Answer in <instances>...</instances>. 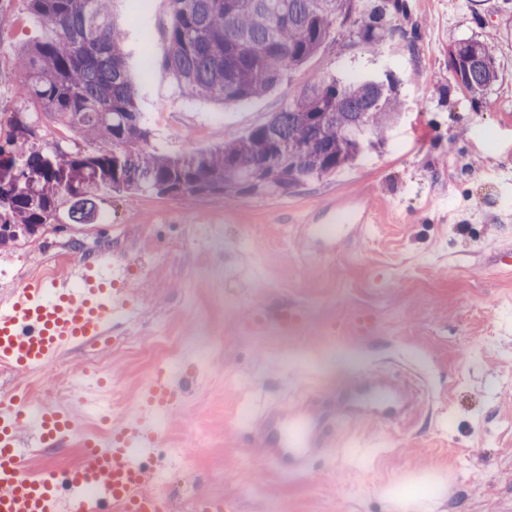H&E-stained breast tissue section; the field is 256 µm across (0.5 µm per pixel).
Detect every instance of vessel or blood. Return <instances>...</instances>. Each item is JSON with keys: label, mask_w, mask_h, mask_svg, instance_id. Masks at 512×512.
Returning <instances> with one entry per match:
<instances>
[{"label": "vessel or blood", "mask_w": 512, "mask_h": 512, "mask_svg": "<svg viewBox=\"0 0 512 512\" xmlns=\"http://www.w3.org/2000/svg\"><path fill=\"white\" fill-rule=\"evenodd\" d=\"M332 220V227L322 231L331 243L336 224L368 230L369 211L358 205L337 212ZM126 278V264L102 252L74 261L67 278L1 293L0 363L42 373L65 347L111 334L115 319L131 311L118 290ZM354 395L367 419L395 410L389 386L363 379ZM172 397L167 382L155 380L140 422L115 427L104 438L85 439L79 463L61 472L31 451L64 444L76 427L74 410L43 407L34 413L23 395L11 394L0 405V512H155L156 503L141 494L151 470L137 454L157 442L154 414L167 409ZM323 419L322 413L296 405L263 420L257 441L264 462L304 473L318 451L316 429Z\"/></svg>", "instance_id": "b4317fda"}]
</instances>
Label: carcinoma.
<instances>
[{"mask_svg": "<svg viewBox=\"0 0 512 512\" xmlns=\"http://www.w3.org/2000/svg\"><path fill=\"white\" fill-rule=\"evenodd\" d=\"M47 24L43 39L16 54L22 90L87 148L62 152L59 179L40 150L27 146L29 126L12 116L0 162V246L30 238L66 207L77 222L96 217L109 188L178 199L203 194L288 193L351 166L383 145L400 119L399 84L349 79L309 82L299 97L247 136L206 154L171 157L148 147L150 131L111 20L109 0H28ZM174 22L162 66L194 97L235 103L264 94L303 67L338 28L356 17L352 37L370 47L397 29L402 0H172ZM454 81L484 96L496 80L488 40L459 38L448 48ZM288 146L281 159L277 146Z\"/></svg>", "mask_w": 512, "mask_h": 512, "instance_id": "carcinoma-1", "label": "carcinoma"}]
</instances>
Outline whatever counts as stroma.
<instances>
[{"instance_id": "stroma-1", "label": "stroma", "mask_w": 512, "mask_h": 512, "mask_svg": "<svg viewBox=\"0 0 512 512\" xmlns=\"http://www.w3.org/2000/svg\"><path fill=\"white\" fill-rule=\"evenodd\" d=\"M404 3L399 33L379 47L339 32L264 96L223 105L182 94L160 67L170 0H117L136 104L160 153L239 138L318 77L393 73L405 112L382 148L290 193L182 201L105 189L93 223L64 209L41 234L0 247V271H13L0 274V290L23 287L24 272L53 256L110 245L152 268L129 275L137 313L102 347L107 386L129 401L142 400L156 364L120 352L125 336L206 337L204 361L166 369V437L144 457L170 474L171 512L214 493L224 512H389L394 496L422 501L424 512H512V0ZM43 33L27 0H0V139L25 112L37 148L68 151V133L24 97L14 65ZM463 37L494 40L498 78L479 98L448 71V46ZM358 204L370 210L369 233L344 231L332 254L296 228ZM190 224L212 230L186 248ZM284 309L298 319L288 331ZM371 373L411 379L416 414L379 422L341 408L342 388ZM294 402L334 408L304 475L262 462L251 436L260 416ZM201 424L204 442L170 461L168 440Z\"/></svg>"}]
</instances>
